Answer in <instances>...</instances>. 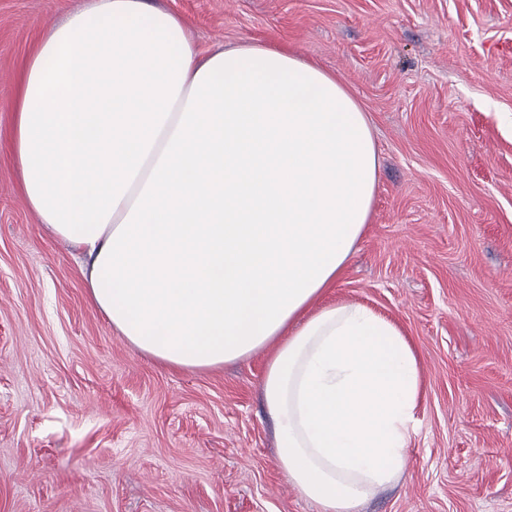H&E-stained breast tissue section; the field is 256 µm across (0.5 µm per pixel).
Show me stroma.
Wrapping results in <instances>:
<instances>
[{
  "label": "stroma",
  "instance_id": "35a3bbf8",
  "mask_svg": "<svg viewBox=\"0 0 512 512\" xmlns=\"http://www.w3.org/2000/svg\"><path fill=\"white\" fill-rule=\"evenodd\" d=\"M146 2L201 51L304 57L369 116L372 211L315 305L392 321L422 381L406 466L360 512H512V0ZM84 4L0 0V512H317L278 459L271 349L201 370L139 353L24 198L21 67Z\"/></svg>",
  "mask_w": 512,
  "mask_h": 512
}]
</instances>
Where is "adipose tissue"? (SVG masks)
<instances>
[{
	"label": "adipose tissue",
	"mask_w": 512,
	"mask_h": 512,
	"mask_svg": "<svg viewBox=\"0 0 512 512\" xmlns=\"http://www.w3.org/2000/svg\"><path fill=\"white\" fill-rule=\"evenodd\" d=\"M12 110L23 193L121 336L186 369L275 345L278 458L319 512H357L398 477L415 351L364 305L310 310L378 183L368 119L336 77L260 44L203 55L171 12L88 0L41 37Z\"/></svg>",
	"instance_id": "adipose-tissue-1"
}]
</instances>
